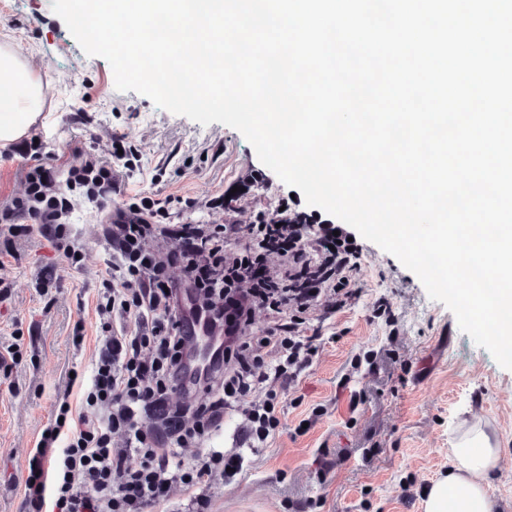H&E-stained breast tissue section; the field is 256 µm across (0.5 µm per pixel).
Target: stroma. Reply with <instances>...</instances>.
I'll return each instance as SVG.
<instances>
[{"label":"stroma","instance_id":"stroma-1","mask_svg":"<svg viewBox=\"0 0 512 512\" xmlns=\"http://www.w3.org/2000/svg\"><path fill=\"white\" fill-rule=\"evenodd\" d=\"M53 0H0V44L9 43L44 89L40 134L49 155L67 161L77 143L105 157L113 131L126 132L139 152L140 170L116 204L133 195L190 197L213 224L222 212L206 202L241 177L258 175L247 210H270L280 199L304 204L257 157L237 130L204 126L159 108L147 97L121 92L104 58L86 55ZM74 231L84 252L81 268L68 266L40 231L15 241L0 256V281L12 295L0 303V341L18 342L20 356L0 369V512H30L25 480L30 451L54 420L58 390L71 373L91 375L95 349L108 336L94 308L103 267L101 226L78 208ZM359 257V289L326 332L336 333L306 377L300 404H286V428L251 467L210 492V512H297L299 502L322 499L317 512H425L429 490L447 478L451 448L464 425L492 433L502 462L490 473L492 512H512V370L500 367L463 333L454 314L432 300L420 279L391 254L346 228ZM55 266L48 293L36 282ZM391 306L396 322L375 317L378 302ZM83 328L85 342L72 337ZM411 365L399 380L401 365ZM363 401L351 406L352 393ZM325 414L312 417L316 406ZM313 423L294 437L304 418ZM330 463L327 477L321 464Z\"/></svg>","mask_w":512,"mask_h":512}]
</instances>
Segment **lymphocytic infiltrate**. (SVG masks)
<instances>
[{
    "instance_id": "obj_1",
    "label": "lymphocytic infiltrate",
    "mask_w": 512,
    "mask_h": 512,
    "mask_svg": "<svg viewBox=\"0 0 512 512\" xmlns=\"http://www.w3.org/2000/svg\"><path fill=\"white\" fill-rule=\"evenodd\" d=\"M126 141L113 133L105 159L75 148L80 162L66 165L62 187L42 145L29 138L15 147L26 162L24 192L0 208V229L19 237L39 226L76 268L74 201L93 204L105 251L96 311L111 331L80 410L59 395L57 421L33 452L32 512H150L175 486L192 512H208L214 485L241 474L249 456L279 436L284 395L299 387L326 343L317 321L335 317L356 293L354 247L333 225H312L290 203L245 213L241 202L255 177L209 200L224 215L220 224L185 221L196 206L191 198L145 197L112 208L123 171L136 161ZM187 297L209 332L234 339L192 378V338L181 314ZM174 391L181 404L171 403ZM144 413L153 425L140 424ZM229 416L240 419L235 448L209 447ZM191 442L206 450L187 465L181 450Z\"/></svg>"
}]
</instances>
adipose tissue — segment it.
I'll return each instance as SVG.
<instances>
[{
  "instance_id": "obj_1",
  "label": "adipose tissue",
  "mask_w": 512,
  "mask_h": 512,
  "mask_svg": "<svg viewBox=\"0 0 512 512\" xmlns=\"http://www.w3.org/2000/svg\"><path fill=\"white\" fill-rule=\"evenodd\" d=\"M43 92L20 59L0 48V145L21 137L41 111ZM452 468L446 480L429 492L426 512H487L486 477L499 459L491 436L469 426L451 450Z\"/></svg>"
}]
</instances>
